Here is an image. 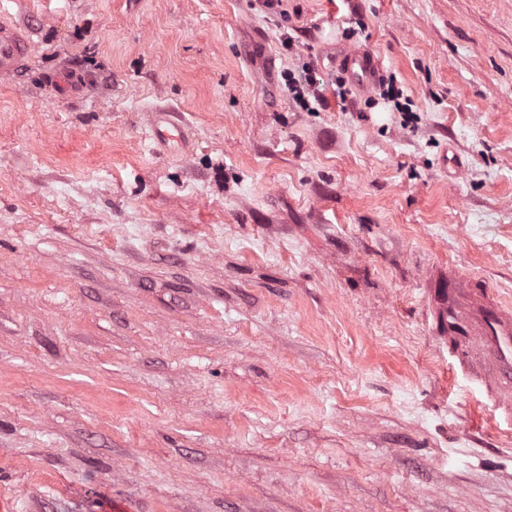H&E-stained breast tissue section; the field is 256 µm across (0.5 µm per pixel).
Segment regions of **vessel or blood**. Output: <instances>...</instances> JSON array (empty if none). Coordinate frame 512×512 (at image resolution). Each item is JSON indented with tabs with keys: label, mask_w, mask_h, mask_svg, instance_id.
<instances>
[{
	"label": "vessel or blood",
	"mask_w": 512,
	"mask_h": 512,
	"mask_svg": "<svg viewBox=\"0 0 512 512\" xmlns=\"http://www.w3.org/2000/svg\"><path fill=\"white\" fill-rule=\"evenodd\" d=\"M0 0V76L24 71L29 63L31 39L17 25L4 20ZM340 65L358 89L369 88L380 70L367 52H346ZM59 95L86 92L87 83L77 74L62 70L55 78ZM153 136L160 141L180 140L181 123L173 112L154 113ZM432 311L441 336L448 341V355L469 379L478 382L496 409L512 420V308L498 301L488 284L479 278L449 271L443 287L434 289Z\"/></svg>",
	"instance_id": "vessel-or-blood-1"
}]
</instances>
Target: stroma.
<instances>
[{"label": "stroma", "mask_w": 512, "mask_h": 512, "mask_svg": "<svg viewBox=\"0 0 512 512\" xmlns=\"http://www.w3.org/2000/svg\"><path fill=\"white\" fill-rule=\"evenodd\" d=\"M8 11L0 512H512V427L429 295L453 268L512 304V0ZM349 49L410 111L339 97ZM14 0L0 1V76H17L28 67L31 39L17 25L4 20L5 5ZM54 81L57 93L65 97L86 93L88 87L84 79H79L77 74L66 69L59 72ZM177 116L175 112H154L150 124L153 136L159 141H181V123Z\"/></svg>", "instance_id": "35a3bbf8"}]
</instances>
